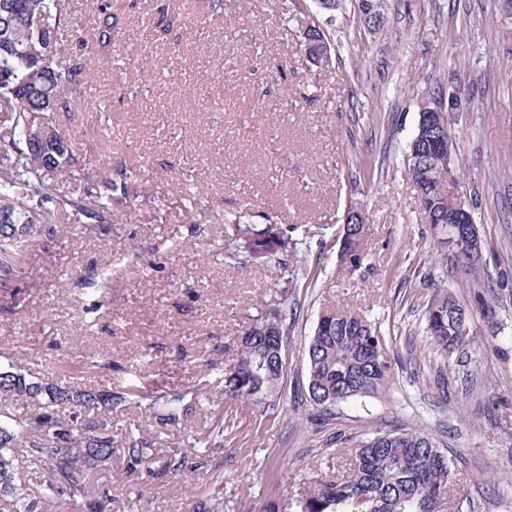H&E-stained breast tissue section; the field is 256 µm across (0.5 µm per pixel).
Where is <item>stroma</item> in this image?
<instances>
[{"instance_id":"1","label":"stroma","mask_w":512,"mask_h":512,"mask_svg":"<svg viewBox=\"0 0 512 512\" xmlns=\"http://www.w3.org/2000/svg\"><path fill=\"white\" fill-rule=\"evenodd\" d=\"M112 44L92 46L91 94L101 111L59 113L99 169L140 175L112 194L113 220L30 251L14 297L0 293V362L61 383L83 376L123 391L151 373L167 392H210L178 429L152 426L158 447L194 441L208 468L180 478L102 474L112 512H289L303 477L336 473L359 437L406 424L433 434L455 463L463 512H512V32L497 0H387L376 31L345 0L325 23L333 67L306 63L297 19L313 0H109ZM188 4L182 24L163 12ZM456 80L471 98L452 126L461 195H477L474 222L491 287L475 291L464 268L442 270L444 246L425 223L404 155L418 112ZM207 89L205 98L192 94ZM361 203L370 218L360 269L340 264L343 217ZM276 222L299 240L286 265H243L224 253L235 218ZM300 310L288 378L305 373L304 342L318 316L346 308L377 322L390 351L420 358V308L446 288L472 313L473 357L448 359V390L429 368L398 373L378 397L339 404L328 429L281 403L274 417L219 389L239 338L280 288ZM223 422L222 447L202 441Z\"/></svg>"}]
</instances>
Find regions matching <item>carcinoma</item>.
Here are the masks:
<instances>
[{"mask_svg": "<svg viewBox=\"0 0 512 512\" xmlns=\"http://www.w3.org/2000/svg\"><path fill=\"white\" fill-rule=\"evenodd\" d=\"M386 0H357L359 13H371L383 23ZM111 5L97 0L94 27L76 29L72 47L50 52L45 39L26 31L27 21L49 17L52 35L64 24L62 0H0V292L9 294L24 274L28 250L45 234H76L78 223H112L110 202L117 185L128 188L135 172L120 166L115 172H97L91 159L78 154L54 122L60 112L94 107L87 96L97 74L82 63L78 52L94 42L112 43ZM432 102L452 132V114L467 99L460 88L440 89ZM51 128L54 133L38 147L26 142L28 133ZM430 132L418 115L414 136L405 157V173L417 188L425 223L434 240L453 242L470 234L473 225L457 219L459 198L438 179L456 148L442 152L430 143ZM92 180L95 196H74L60 189L61 178ZM369 218L359 204L344 216L349 258L343 265L355 270L365 261L363 243ZM225 250L239 264L279 260L298 253V242L278 224H245L236 220L225 231ZM450 264L472 273H484L483 254L467 245H454ZM298 302L282 289L265 305L259 318L240 337L237 363L225 375L224 394L252 400L276 410L284 395L285 352L290 343L291 320ZM429 363L434 381L445 386L448 355L465 351L470 331L458 317L466 308L443 289L422 306ZM306 383L291 389L293 402L322 424L336 419L333 408L352 398L385 393L406 365L390 352L380 328L367 317L346 309L319 315L305 345ZM148 406L149 414L170 427H179L203 410L202 400L186 402L180 394L160 393L152 382L138 380L114 393L85 385L34 380L11 361L0 365V512H43L45 504L62 500L73 512H112V484L99 483L97 474L112 469L114 448L112 409L121 405ZM190 455L170 448L157 456L150 437L125 432L123 463L133 475L151 462L153 474L181 475L192 469ZM454 460L430 433L400 426L378 431L356 441L345 474L333 479L302 482L295 494L294 512H461L454 490ZM42 471L43 488L32 494L26 476Z\"/></svg>", "mask_w": 512, "mask_h": 512, "instance_id": "obj_1", "label": "carcinoma"}]
</instances>
